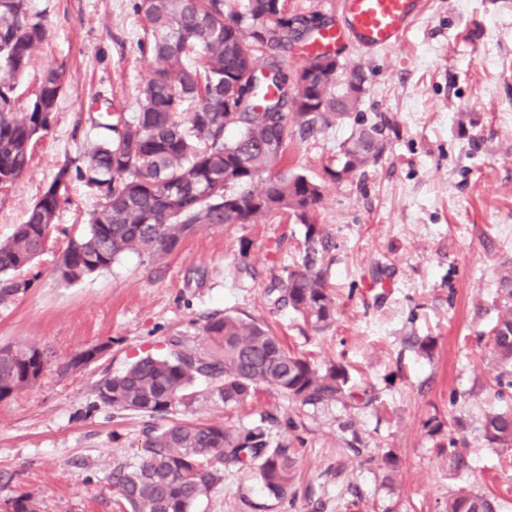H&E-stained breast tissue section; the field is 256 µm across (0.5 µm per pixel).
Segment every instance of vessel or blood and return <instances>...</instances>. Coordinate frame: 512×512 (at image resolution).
<instances>
[{"mask_svg":"<svg viewBox=\"0 0 512 512\" xmlns=\"http://www.w3.org/2000/svg\"><path fill=\"white\" fill-rule=\"evenodd\" d=\"M344 23L325 27L312 40L298 46L302 59L339 47L351 40L367 50L398 45L418 20L422 0H340Z\"/></svg>","mask_w":512,"mask_h":512,"instance_id":"b4317fda","label":"vessel or blood"}]
</instances>
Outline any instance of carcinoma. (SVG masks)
<instances>
[{
    "label": "carcinoma",
    "instance_id": "cac0c4a2",
    "mask_svg": "<svg viewBox=\"0 0 512 512\" xmlns=\"http://www.w3.org/2000/svg\"><path fill=\"white\" fill-rule=\"evenodd\" d=\"M226 0H134L146 23L140 51L152 58L151 77L137 92L131 118L109 112L112 101L98 92L103 108L90 116L102 136L85 160L59 169L32 204L26 221L0 243V303L26 292L30 281L18 272L44 251L53 219L68 184L78 180L99 206L87 231L70 239L58 277L73 283L109 268L126 251L150 257L173 251L197 224H251L259 216L284 211L305 226L300 264L272 282L267 295L285 303L317 328L336 313L321 262L326 239L313 215L323 186L278 166L296 135H311L351 117L362 93L353 74L340 83L336 61L301 87L288 74V59L274 55L268 85L252 84L258 70L254 45L288 50L298 40L297 17L284 0H246L225 10ZM48 38L45 17L29 0H0V190L11 188L27 168L34 140L46 134L65 84V69L46 70L27 111L16 110L18 79ZM230 126L239 136L224 138ZM387 124H363L345 141L330 181L346 179L378 159ZM498 320L490 353L503 368L512 366V273L501 277ZM203 344L172 336L161 354H145L122 374L101 380L95 406L162 418L147 432V453L123 467L115 480L130 512H193L196 502L217 485L229 467L253 468L264 488L288 496L296 460L273 445L267 417L249 427H226L186 416L192 387L203 382L208 397L238 406L260 386L271 387L306 407L356 399L341 364L318 366L285 349L270 327L254 319L215 313L202 327ZM99 344L74 354L65 370L92 361ZM47 353L27 343L0 347V401L35 386ZM484 438L512 450V409L485 414ZM447 512H497L496 501L463 487L448 495Z\"/></svg>",
    "mask_w": 512,
    "mask_h": 512
}]
</instances>
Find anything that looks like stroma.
Wrapping results in <instances>:
<instances>
[{
    "label": "stroma",
    "instance_id": "obj_1",
    "mask_svg": "<svg viewBox=\"0 0 512 512\" xmlns=\"http://www.w3.org/2000/svg\"><path fill=\"white\" fill-rule=\"evenodd\" d=\"M132 4L30 0L49 37L18 84V109L48 66L65 65L67 78L29 168L0 191L1 241L57 171L97 142L92 94H107L125 116L136 112L152 60L138 50L143 23ZM338 59L362 78L352 119L296 138L284 165L325 185L316 219L329 244L334 323L314 330L265 293L304 252V226L283 214L199 224L166 255L128 251L108 269L62 282L55 268L67 241L86 230L97 204L71 182L43 254L22 273L31 288L0 303V346L27 342L48 355L36 387L0 402V512L22 493L36 512H128L115 477L143 454L153 420L94 408L95 387L169 337L200 339L212 313L269 323L292 353L343 364L350 387L374 402L314 410L263 388L231 410L195 386L193 417L241 427L275 416L271 439L288 446L297 469L283 500L253 469H227L194 512H446L460 486L512 512V460L479 431L484 413L512 406V373L502 374L487 346L499 280L512 271V0H425L400 45L347 44ZM360 119L388 123L383 153L364 172L327 181L325 166ZM427 339L429 353L419 348ZM102 343L101 357L64 371L75 353ZM452 439L468 457L461 473L448 457ZM389 457L397 462L390 482Z\"/></svg>",
    "mask_w": 512,
    "mask_h": 512
}]
</instances>
